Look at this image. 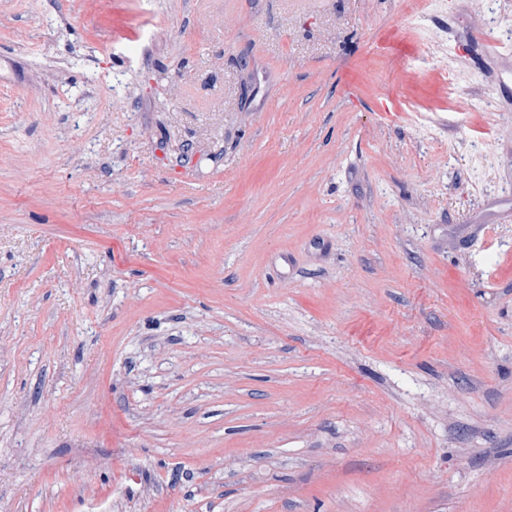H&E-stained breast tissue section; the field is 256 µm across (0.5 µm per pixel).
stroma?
I'll return each mask as SVG.
<instances>
[{"label":"stroma","instance_id":"obj_1","mask_svg":"<svg viewBox=\"0 0 512 512\" xmlns=\"http://www.w3.org/2000/svg\"><path fill=\"white\" fill-rule=\"evenodd\" d=\"M494 6L0 0V512H512Z\"/></svg>","mask_w":512,"mask_h":512}]
</instances>
